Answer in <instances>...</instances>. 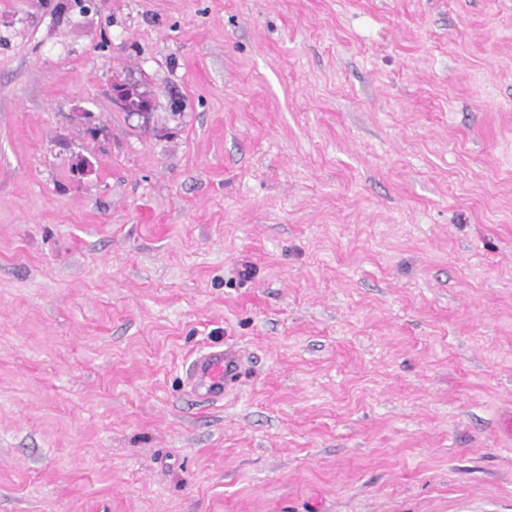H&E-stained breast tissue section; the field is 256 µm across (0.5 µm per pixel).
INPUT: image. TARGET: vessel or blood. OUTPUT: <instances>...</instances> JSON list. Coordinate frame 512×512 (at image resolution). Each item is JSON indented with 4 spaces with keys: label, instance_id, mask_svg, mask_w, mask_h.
Masks as SVG:
<instances>
[{
    "label": "vessel or blood",
    "instance_id": "obj_1",
    "mask_svg": "<svg viewBox=\"0 0 512 512\" xmlns=\"http://www.w3.org/2000/svg\"><path fill=\"white\" fill-rule=\"evenodd\" d=\"M240 371V357L231 349H217L199 355L192 363V390L200 401L223 399Z\"/></svg>",
    "mask_w": 512,
    "mask_h": 512
}]
</instances>
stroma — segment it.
<instances>
[{"label": "stroma", "instance_id": "35a3bbf8", "mask_svg": "<svg viewBox=\"0 0 512 512\" xmlns=\"http://www.w3.org/2000/svg\"><path fill=\"white\" fill-rule=\"evenodd\" d=\"M508 414L512 0H0V512H512ZM240 357L232 349H217L199 355L192 363V390L201 402L224 398L240 371Z\"/></svg>", "mask_w": 512, "mask_h": 512}]
</instances>
